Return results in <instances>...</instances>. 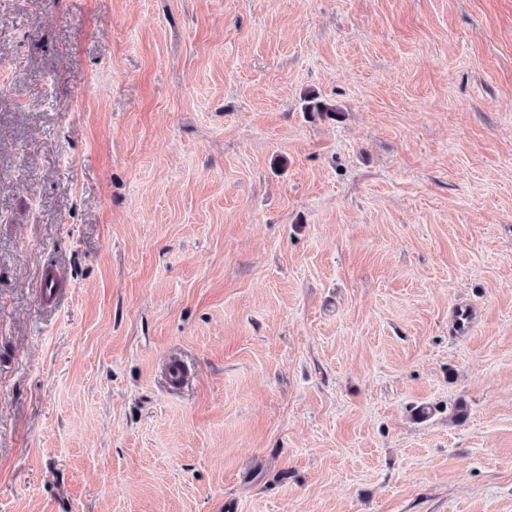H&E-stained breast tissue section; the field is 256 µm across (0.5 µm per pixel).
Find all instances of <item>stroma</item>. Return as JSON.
Here are the masks:
<instances>
[{"label": "stroma", "mask_w": 512, "mask_h": 512, "mask_svg": "<svg viewBox=\"0 0 512 512\" xmlns=\"http://www.w3.org/2000/svg\"><path fill=\"white\" fill-rule=\"evenodd\" d=\"M0 512H512V0H0Z\"/></svg>", "instance_id": "35a3bbf8"}]
</instances>
